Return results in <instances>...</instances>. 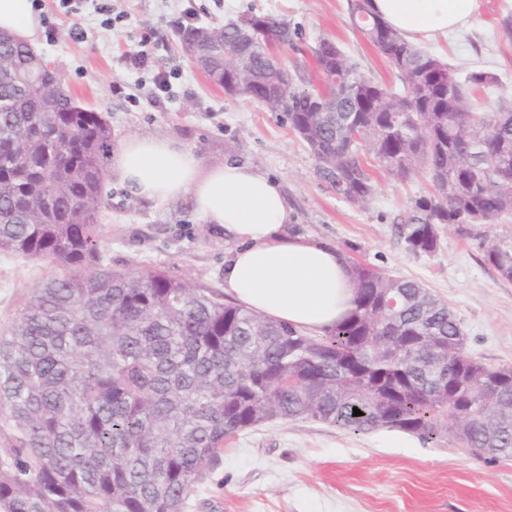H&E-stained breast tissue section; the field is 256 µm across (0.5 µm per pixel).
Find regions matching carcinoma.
I'll return each mask as SVG.
<instances>
[{
	"label": "carcinoma",
	"instance_id": "cac0c4a2",
	"mask_svg": "<svg viewBox=\"0 0 512 512\" xmlns=\"http://www.w3.org/2000/svg\"><path fill=\"white\" fill-rule=\"evenodd\" d=\"M347 0L356 29L397 71L403 91L366 77L341 49H311L326 78L316 97L283 92L285 113L319 170L347 201L375 193L368 159L404 180L424 170L431 191L402 225L407 250L437 251L444 229L512 215V105L474 112L498 76L460 77ZM267 25L249 49L257 81L277 73ZM228 51L231 27H210ZM27 44L0 33V251L63 275L37 285L0 336V512H183L224 451V439L272 420L308 418L355 432L446 434L492 459L512 458V367L464 352L460 324L421 283L348 259L354 308L311 336L224 302L163 270H114L103 250L105 164L112 128L70 95ZM328 99V111L314 112ZM485 261L512 281V238ZM363 412L353 415V408Z\"/></svg>",
	"mask_w": 512,
	"mask_h": 512
}]
</instances>
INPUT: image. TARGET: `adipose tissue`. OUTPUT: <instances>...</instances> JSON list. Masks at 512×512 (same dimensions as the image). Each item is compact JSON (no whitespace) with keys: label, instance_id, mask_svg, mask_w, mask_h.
<instances>
[{"label":"adipose tissue","instance_id":"ef3b65f1","mask_svg":"<svg viewBox=\"0 0 512 512\" xmlns=\"http://www.w3.org/2000/svg\"><path fill=\"white\" fill-rule=\"evenodd\" d=\"M371 8L422 43L468 28L478 0H371ZM0 31L35 45L41 22L32 0H0ZM112 165L139 198L189 197L205 223L223 229L235 244L224 262V291L237 303L312 335L350 312L354 290L342 253L289 234L292 213L275 180L231 161L202 172L190 149L159 137L127 138Z\"/></svg>","mask_w":512,"mask_h":512}]
</instances>
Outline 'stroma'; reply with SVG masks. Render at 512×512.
I'll return each instance as SVG.
<instances>
[{
	"label": "stroma",
	"instance_id": "obj_1",
	"mask_svg": "<svg viewBox=\"0 0 512 512\" xmlns=\"http://www.w3.org/2000/svg\"><path fill=\"white\" fill-rule=\"evenodd\" d=\"M250 10L298 27L294 48L280 52L288 68L301 62L308 46L328 39L365 75L401 90L396 72L352 27L346 0H73L69 6L43 0L57 35L39 37L35 50L54 66L66 91L109 122L113 147L131 136L163 137L192 149L203 169L233 159L276 179L294 213L290 232L385 275L421 282L456 315L469 356L512 366V281L484 260L489 240L512 238V217L450 228L434 254L408 252L401 227L412 201L430 188L425 173L397 180L375 169L371 201L350 203L323 178L281 113L225 95L183 55L177 26L186 17L224 25ZM510 16L512 0H479L470 29L426 45L459 74L498 75L499 87L473 96L475 111L512 103V33L503 26ZM142 49L148 63L138 70L132 56ZM160 71L169 78L164 92L154 81ZM118 82L123 92L115 91ZM105 192L101 234L113 269H160L223 291L232 245L190 201L142 200L112 169ZM54 273L45 262L0 252V335L15 324L33 288ZM184 512H512V459H490L447 437L276 420L225 439L219 461Z\"/></svg>",
	"mask_w": 512,
	"mask_h": 512
}]
</instances>
